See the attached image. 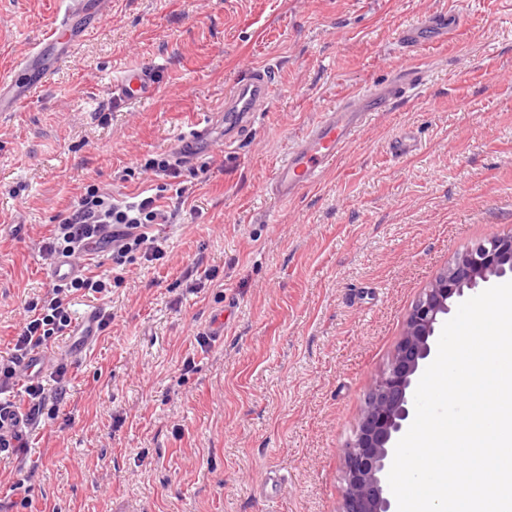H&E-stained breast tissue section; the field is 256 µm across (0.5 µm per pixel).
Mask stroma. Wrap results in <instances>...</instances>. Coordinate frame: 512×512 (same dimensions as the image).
I'll list each match as a JSON object with an SVG mask.
<instances>
[{
  "mask_svg": "<svg viewBox=\"0 0 512 512\" xmlns=\"http://www.w3.org/2000/svg\"><path fill=\"white\" fill-rule=\"evenodd\" d=\"M454 0H112L52 84L0 116V357L25 304L54 285L41 246L86 186L181 205L166 255L139 258L66 367L56 419L28 454L0 455V512H341L344 448L429 283L478 241L512 231V0H465L447 40L399 31ZM57 0H0V76L53 25ZM423 64L419 92L374 113L321 178L275 198L279 161L348 91ZM156 76L128 107L111 80ZM270 100L234 137L183 165L185 203L146 170L250 67ZM412 132L404 158L392 140ZM224 311V339L207 336ZM37 468L29 494L12 492Z\"/></svg>",
  "mask_w": 512,
  "mask_h": 512,
  "instance_id": "1",
  "label": "stroma"
}]
</instances>
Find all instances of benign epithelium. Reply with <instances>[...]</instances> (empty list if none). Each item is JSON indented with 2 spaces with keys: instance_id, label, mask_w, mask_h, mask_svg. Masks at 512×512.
Masks as SVG:
<instances>
[{
  "instance_id": "benign-epithelium-1",
  "label": "benign epithelium",
  "mask_w": 512,
  "mask_h": 512,
  "mask_svg": "<svg viewBox=\"0 0 512 512\" xmlns=\"http://www.w3.org/2000/svg\"><path fill=\"white\" fill-rule=\"evenodd\" d=\"M508 278L511 233L486 238L458 254L414 303L390 363L372 380L359 426L344 449L341 512H394L388 473L413 412L414 382L453 310Z\"/></svg>"
}]
</instances>
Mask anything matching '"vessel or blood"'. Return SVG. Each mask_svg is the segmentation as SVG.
I'll return each mask as SVG.
<instances>
[{"label": "vessel or blood", "mask_w": 512, "mask_h": 512, "mask_svg": "<svg viewBox=\"0 0 512 512\" xmlns=\"http://www.w3.org/2000/svg\"><path fill=\"white\" fill-rule=\"evenodd\" d=\"M111 10L112 0H59L50 34L16 64L9 79H0V112L17 111L45 89L54 71V62L68 57L96 20ZM460 22L458 11L440 10L403 29L400 40L408 49H417L446 39ZM425 81L426 71L422 65L402 67L395 71L389 82L371 84L346 94L339 104L321 112L319 119L278 163L272 181L274 195L290 199L313 185L341 151L353 142L372 113L406 100ZM154 93L155 83L150 72L139 68L121 71L112 83L113 99L128 104L149 99ZM269 95L270 86L264 70L246 69L225 97L223 111L206 115L196 128L181 135L177 145L180 158L191 159L196 145L208 143L222 125L225 115H232L238 127L251 126ZM51 365V355L37 350L20 364L17 376L24 381L36 380L43 377Z\"/></svg>", "instance_id": "b4317fda"}]
</instances>
